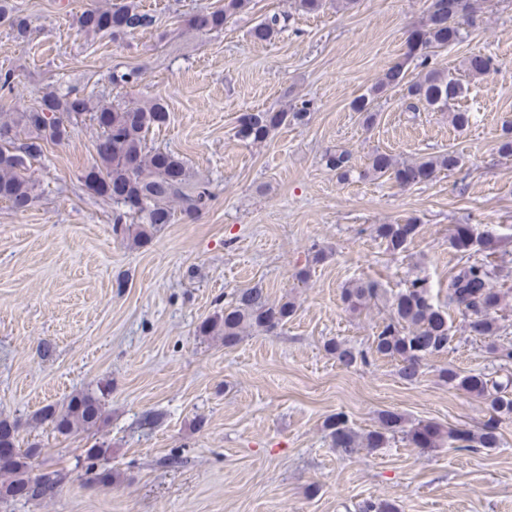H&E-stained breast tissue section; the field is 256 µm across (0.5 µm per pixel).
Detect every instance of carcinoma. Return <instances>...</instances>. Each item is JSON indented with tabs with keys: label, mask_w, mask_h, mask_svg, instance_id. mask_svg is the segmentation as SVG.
<instances>
[{
	"label": "carcinoma",
	"mask_w": 512,
	"mask_h": 512,
	"mask_svg": "<svg viewBox=\"0 0 512 512\" xmlns=\"http://www.w3.org/2000/svg\"><path fill=\"white\" fill-rule=\"evenodd\" d=\"M251 0H224V8L189 20L192 29H222L236 15L249 8ZM477 12L473 0H430L420 24L412 30L407 51L387 69L365 93L351 102V109L364 118V126L372 127L378 115L379 99L392 89L403 92L407 110L415 112L423 105L433 111L448 112L457 129L469 126L471 114L453 108L464 86L459 79L438 66L434 57L462 41L464 32L459 19ZM81 29L92 35L119 38L139 28L149 27L152 16L140 12L132 0H117L106 9L89 8L78 18ZM283 28L281 17L272 15L255 24L249 31L255 42H269ZM418 69L408 78L410 68ZM495 60L482 53L467 56L464 72L471 78L489 74ZM314 104L300 98L289 105L264 112H246L237 119L235 136L252 144L261 143L283 125L301 124L309 120ZM168 119L166 106L156 100L149 105H112L93 101L90 96L61 95L51 91L42 96L37 107L24 112L0 113V201L16 212L26 211L38 195L39 185L27 172V160L43 154L48 143H62L69 129L86 120L99 131L96 142L97 160L85 171L99 181L87 185L93 193L112 200V233L129 239L135 245L148 243L158 227L173 221L175 210L194 218L211 200L208 185L192 181L186 163L179 156L147 147L150 130L164 125ZM326 167L341 180L353 172L351 154L345 150L328 152ZM460 156L451 152L415 162H400L386 151L376 150L364 175L385 177L406 188L430 181L442 171L459 166ZM420 225L378 224L375 233L395 252L406 249L418 234ZM459 253L455 271L448 281L446 308L433 302L426 282L416 278L391 296L389 317L373 336L367 350H359L338 340L325 348L344 367L369 363V358H391L399 362L398 374L407 382H415L422 374L424 360L448 350L452 342L448 311L463 316L469 335L482 339L490 358L506 366L512 363V342L499 343L501 329L497 314L506 305L509 292L493 287L495 266L491 257L497 243L470 224L459 225L450 237ZM379 285L373 281H354L342 289V301L352 313L360 312L378 301ZM295 312L290 302L274 303L258 287L236 290L224 310L205 319L198 327L202 336H222L224 345L233 346L249 329L271 333L284 326ZM449 386L463 390L487 405L489 417L476 430L467 427L445 428L434 422L407 424L402 414L384 410L378 414L377 428L358 435L342 412L324 421L331 446L345 454L359 448H385L399 437L416 448L432 449L450 445L460 450L496 448L500 442V424L512 417V373L498 379L482 373H462L453 367L440 370ZM104 408L92 392H78L62 405H47L40 410L38 421L48 422L60 434L67 435L96 426L103 420ZM37 448H20L15 424L0 420V500L36 499L47 494L55 480L29 473V459ZM111 453L108 446L94 445L86 450V474L96 484H112V470L99 468L98 461ZM359 512H398L395 504L385 500H365Z\"/></svg>",
	"instance_id": "obj_1"
}]
</instances>
